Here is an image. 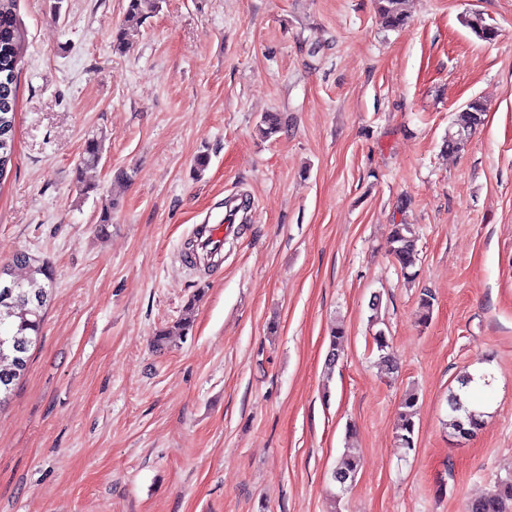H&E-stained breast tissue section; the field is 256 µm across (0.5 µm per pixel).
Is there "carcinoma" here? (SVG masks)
Returning <instances> with one entry per match:
<instances>
[{"instance_id": "obj_1", "label": "carcinoma", "mask_w": 512, "mask_h": 512, "mask_svg": "<svg viewBox=\"0 0 512 512\" xmlns=\"http://www.w3.org/2000/svg\"><path fill=\"white\" fill-rule=\"evenodd\" d=\"M17 0H0V180L7 174L4 156L14 155V122L17 102V77L21 62V47L24 32L16 13ZM378 14L382 23L391 28L405 24L407 15L404 0H377ZM159 0H129L122 25L113 33L112 48L123 52L132 44L138 34L146 11L158 9ZM466 26L481 41L494 42L498 37L495 26L486 23L479 14H473L465 21ZM486 115L484 103L478 99L469 101L456 112L448 129L445 149L459 153L467 147L472 134L483 124ZM103 151V139L98 135L87 138L82 164L86 167L99 163ZM388 253L406 278L415 275L413 269L418 261L417 237L409 224H395L388 238ZM13 264L28 270L24 280L0 279V408L13 395L15 386L23 376L29 361V352L36 346L40 334L44 310L49 301L54 283V271L50 263L40 260L27 252H18ZM434 297L429 292L421 293L418 303V322L425 326L431 319ZM191 327V316L185 315L174 325L159 330L155 341L165 345L173 336H185ZM329 351L326 366L336 365L337 347L345 341V332L336 327L329 336ZM373 345L378 352V365L389 379L397 373L392 358L390 341L384 330L373 335ZM418 405L416 392L408 390L400 402L396 426V438L400 445L409 450L414 448L415 420ZM450 410L449 427L463 437L473 436L483 423V414L469 409L459 392L448 396ZM360 458L351 448H346L336 461L332 472L333 480L340 477L355 478ZM467 512H512V479L498 485L495 493L476 499L468 505Z\"/></svg>"}]
</instances>
